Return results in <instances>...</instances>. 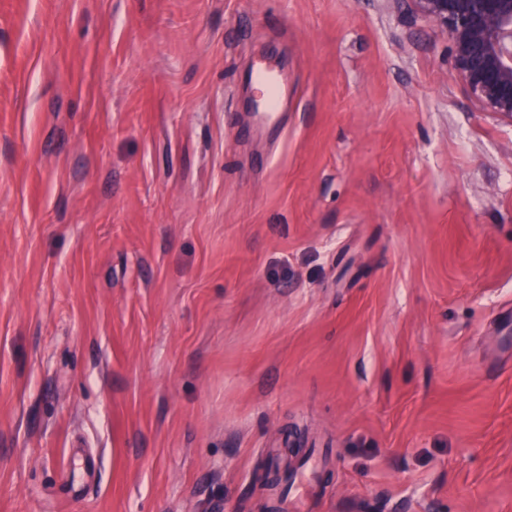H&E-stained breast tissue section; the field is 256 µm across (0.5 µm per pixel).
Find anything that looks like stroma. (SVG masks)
I'll list each match as a JSON object with an SVG mask.
<instances>
[{
    "instance_id": "1",
    "label": "stroma",
    "mask_w": 512,
    "mask_h": 512,
    "mask_svg": "<svg viewBox=\"0 0 512 512\" xmlns=\"http://www.w3.org/2000/svg\"><path fill=\"white\" fill-rule=\"evenodd\" d=\"M284 459L285 512H512V121L414 0H0V512ZM253 75L255 80L268 90V95L261 105V117L271 134L278 138L286 130L282 120L283 113L279 112L280 106L288 95H292V90L280 73L268 65H257L253 69Z\"/></svg>"
}]
</instances>
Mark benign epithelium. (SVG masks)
Masks as SVG:
<instances>
[{
	"mask_svg": "<svg viewBox=\"0 0 512 512\" xmlns=\"http://www.w3.org/2000/svg\"><path fill=\"white\" fill-rule=\"evenodd\" d=\"M482 111L512 121V0H415Z\"/></svg>",
	"mask_w": 512,
	"mask_h": 512,
	"instance_id": "1",
	"label": "benign epithelium"
}]
</instances>
